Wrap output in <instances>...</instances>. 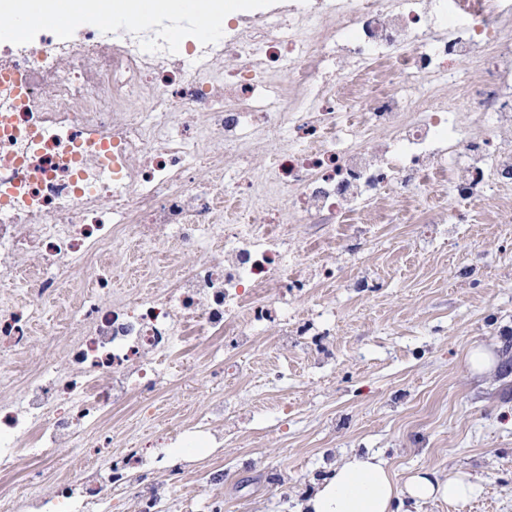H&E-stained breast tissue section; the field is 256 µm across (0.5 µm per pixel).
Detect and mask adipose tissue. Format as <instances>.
<instances>
[{"label":"adipose tissue","instance_id":"adipose-tissue-1","mask_svg":"<svg viewBox=\"0 0 512 512\" xmlns=\"http://www.w3.org/2000/svg\"><path fill=\"white\" fill-rule=\"evenodd\" d=\"M479 491V483L461 471L444 478L420 471L399 485L380 455L353 453L319 484L307 512H396L404 501L431 498L456 505L474 498Z\"/></svg>","mask_w":512,"mask_h":512}]
</instances>
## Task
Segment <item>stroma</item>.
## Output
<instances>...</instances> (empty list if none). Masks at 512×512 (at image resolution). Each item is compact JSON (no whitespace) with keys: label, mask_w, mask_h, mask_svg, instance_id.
I'll return each mask as SVG.
<instances>
[{"label":"stroma","mask_w":512,"mask_h":512,"mask_svg":"<svg viewBox=\"0 0 512 512\" xmlns=\"http://www.w3.org/2000/svg\"><path fill=\"white\" fill-rule=\"evenodd\" d=\"M512 188L489 193L468 224L372 225L358 256L346 239L326 249L336 280L291 299L292 314H332L326 336L283 335L273 325L223 352L201 344L161 366L149 408L128 397L112 410L110 453L142 449L147 484L167 512H303L317 485L349 453L376 452L397 481L428 470L478 478L471 501L410 505L409 512H512ZM70 307L58 305L49 348L33 359L64 368ZM478 347L496 363L474 372ZM224 357V377L206 366ZM214 445L199 455L159 458L186 427ZM92 451L61 442L45 460L54 470L39 495L58 490L59 475L91 463Z\"/></svg>","instance_id":"stroma-1"}]
</instances>
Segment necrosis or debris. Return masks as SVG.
Returning <instances> with one entry per match:
<instances>
[{"mask_svg":"<svg viewBox=\"0 0 512 512\" xmlns=\"http://www.w3.org/2000/svg\"><path fill=\"white\" fill-rule=\"evenodd\" d=\"M258 136L269 166L225 167ZM498 184H512V0H239L232 15L205 0L170 17L92 0L58 30L0 0V288L15 292L0 299V458L109 447L98 418L154 395L186 336L329 331L324 312L289 323L283 294L335 281L316 244L342 233L358 255L361 216L391 195L460 224ZM132 243L180 255L165 289L117 288L104 258ZM76 282L94 292L65 368L3 398L32 319ZM139 460L85 469L56 503L99 502Z\"/></svg>","mask_w":512,"mask_h":512,"instance_id":"1","label":"necrosis or debris"}]
</instances>
